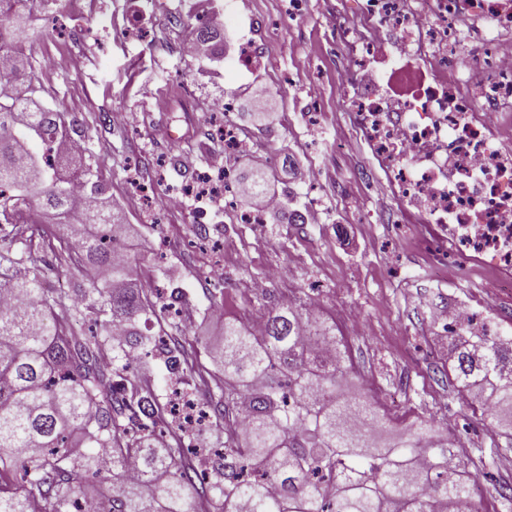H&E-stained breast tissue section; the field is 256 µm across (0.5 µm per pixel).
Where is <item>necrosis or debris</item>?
Wrapping results in <instances>:
<instances>
[{"mask_svg": "<svg viewBox=\"0 0 512 512\" xmlns=\"http://www.w3.org/2000/svg\"><path fill=\"white\" fill-rule=\"evenodd\" d=\"M338 26L351 56L344 105L397 207L429 225L432 263L512 280V42L486 38L472 73L462 16L512 32V0H356Z\"/></svg>", "mask_w": 512, "mask_h": 512, "instance_id": "obj_1", "label": "necrosis or debris"}]
</instances>
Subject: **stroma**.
Segmentation results:
<instances>
[{"mask_svg": "<svg viewBox=\"0 0 512 512\" xmlns=\"http://www.w3.org/2000/svg\"><path fill=\"white\" fill-rule=\"evenodd\" d=\"M171 2L89 0L79 43L69 40L67 8L32 12L24 55L38 97L75 119L105 200L123 211L142 286L163 289V303L181 310L182 342L197 355L191 390L203 401L213 391L215 368L204 347L221 337L226 321L318 300V316L343 338L346 364L355 375H368L375 394L392 406V424L380 441L393 440L415 420L452 428L463 440L458 454L482 489L479 512H512V472L500 465L512 443L489 431L481 408L460 396L448 370L453 339L433 317L435 308L474 295L491 321L505 302L475 290L490 278L487 268L440 279L419 243L421 228L398 223L387 184L342 106L341 73L350 60L324 19H345L349 0H305L297 18L289 15L288 0H234L224 53L211 61L178 54L197 16L172 11ZM135 12L150 23L139 37L127 29ZM265 16L277 27L263 60L237 68L238 44L252 20ZM254 80L270 87L260 111L243 94ZM216 97L247 143V164L228 158L232 176L258 175L275 187L285 211L309 213L307 223L287 224L276 213L241 224L234 205L200 209L190 201L164 212L142 200L140 186L158 194L180 189L206 170L210 154L223 151V140L208 133L218 120L210 109ZM313 166L321 172L318 187L304 177ZM200 216L215 226L221 244L196 236ZM29 256L46 271L45 287H88L89 270L59 267L42 241H34ZM215 265L222 268L217 287L209 280ZM279 267L291 269L290 279L252 290V282L266 281ZM218 290L224 302L215 306L210 297Z\"/></svg>", "mask_w": 512, "mask_h": 512, "instance_id": "obj_1", "label": "stroma"}]
</instances>
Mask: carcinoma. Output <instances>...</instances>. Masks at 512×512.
<instances>
[{
	"label": "carcinoma",
	"instance_id": "1",
	"mask_svg": "<svg viewBox=\"0 0 512 512\" xmlns=\"http://www.w3.org/2000/svg\"><path fill=\"white\" fill-rule=\"evenodd\" d=\"M45 2L7 3L0 14V52L11 54V91L0 93V238H25L17 216L38 207L69 225L60 256L93 280L75 298L48 293L23 257L0 250V512H74L95 478L109 512H185L191 494L199 512H477L465 465L448 466L425 421L378 442L384 415L364 393L341 391L340 341L301 304L265 314L261 336L224 323L211 351L216 393L202 403L224 446L203 458L185 447L195 433L167 420L154 387L129 371L136 355L163 356L171 383L187 385L190 354L166 332L157 291L138 285L135 259L113 253L125 224L99 205L91 165L62 178L43 162L40 146L68 137V116L37 104L33 86L16 92L27 71L16 44L25 10ZM85 310L105 317V334L64 327ZM452 354L460 391L512 437V340L469 339ZM159 439L165 447H154Z\"/></svg>",
	"mask_w": 512,
	"mask_h": 512
}]
</instances>
